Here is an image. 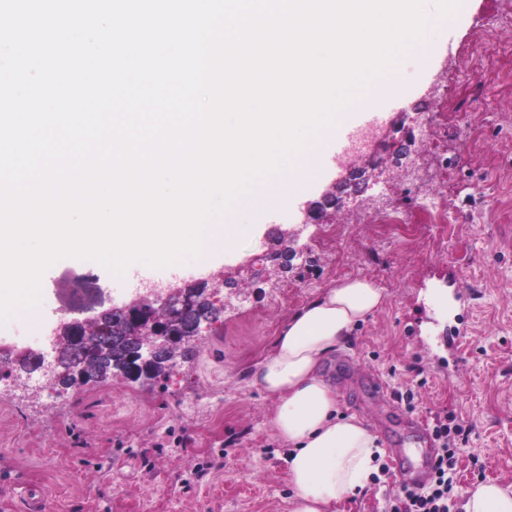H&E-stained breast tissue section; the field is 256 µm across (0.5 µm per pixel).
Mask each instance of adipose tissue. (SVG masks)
<instances>
[{
	"mask_svg": "<svg viewBox=\"0 0 512 512\" xmlns=\"http://www.w3.org/2000/svg\"><path fill=\"white\" fill-rule=\"evenodd\" d=\"M383 299L382 289L362 279L330 289L285 323L272 354L252 375L253 383L277 401L272 424L288 445L290 512H332L367 487L384 454L362 419L338 411L336 392L322 374L324 361ZM461 510L512 512V490L492 482L464 489Z\"/></svg>",
	"mask_w": 512,
	"mask_h": 512,
	"instance_id": "1",
	"label": "adipose tissue"
}]
</instances>
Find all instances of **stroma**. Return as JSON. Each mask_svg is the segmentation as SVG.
<instances>
[{"label": "stroma", "instance_id": "stroma-1", "mask_svg": "<svg viewBox=\"0 0 512 512\" xmlns=\"http://www.w3.org/2000/svg\"><path fill=\"white\" fill-rule=\"evenodd\" d=\"M397 70L400 89L380 101L387 124L369 149L277 200L279 221L238 214L256 225L253 236L206 264L184 260L195 281L224 278L213 298L220 317L204 325L187 360L157 379L116 373L61 395L41 392L34 404L0 372V512H24L22 481L42 487L46 512H290L276 402L251 373L290 317L357 278L382 288L385 301L323 365L340 412L365 418L388 465L412 433L366 387L413 390L416 415L452 412L469 430L460 486L512 489V0H461L452 19L437 22L427 66L409 54ZM359 161L371 168L368 180L307 222V207ZM423 194L447 223L416 211ZM372 207L411 223H360ZM285 231L296 233L302 255L286 256ZM75 266L100 290L87 316L131 300L110 268ZM65 286L52 265L37 310L0 325V344L24 350L38 336L48 350ZM219 455L223 470L196 479L198 465ZM398 488L388 474L334 512H385Z\"/></svg>", "mask_w": 512, "mask_h": 512}]
</instances>
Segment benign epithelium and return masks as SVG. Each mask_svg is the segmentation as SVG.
<instances>
[{"label": "benign epithelium", "mask_w": 512, "mask_h": 512, "mask_svg": "<svg viewBox=\"0 0 512 512\" xmlns=\"http://www.w3.org/2000/svg\"><path fill=\"white\" fill-rule=\"evenodd\" d=\"M194 302L193 289L189 284L181 287L149 288L123 306H112L94 318L63 317L50 338L54 353L52 360H46L42 353L34 355L28 351L0 349V370L8 372L13 362L29 359L54 384L65 378L76 384L100 381V377L94 372L100 351L84 332L88 330V324L97 323L119 309L128 316L135 331L132 340L135 343L136 363L131 366L127 375L134 380L151 379L154 377L155 364L160 358L172 360L178 356L185 357L187 344L176 335L173 325Z\"/></svg>", "instance_id": "benign-epithelium-1"}]
</instances>
